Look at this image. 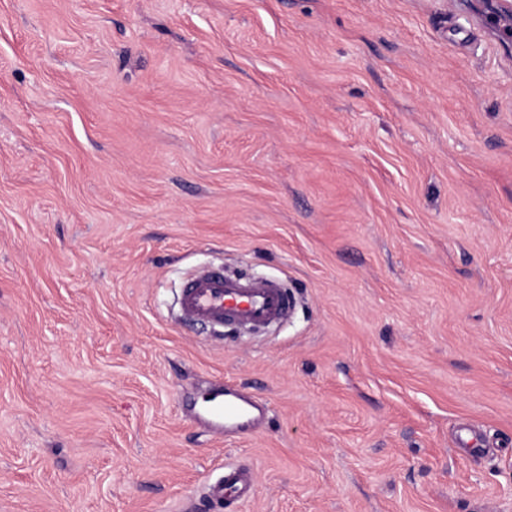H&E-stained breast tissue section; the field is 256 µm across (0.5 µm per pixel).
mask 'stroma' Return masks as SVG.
Masks as SVG:
<instances>
[{
    "instance_id": "1",
    "label": "stroma",
    "mask_w": 512,
    "mask_h": 512,
    "mask_svg": "<svg viewBox=\"0 0 512 512\" xmlns=\"http://www.w3.org/2000/svg\"><path fill=\"white\" fill-rule=\"evenodd\" d=\"M512 0H0V512H512ZM278 279L256 335L196 270ZM264 398L247 436L195 415ZM179 305L184 318L213 329L259 332L281 322L291 300L275 280L219 268L187 280ZM254 494V483L250 469L233 462L224 463V471L215 481L209 483L204 495L223 505L224 509H238Z\"/></svg>"
}]
</instances>
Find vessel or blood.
Here are the masks:
<instances>
[{
  "label": "vessel or blood",
  "mask_w": 512,
  "mask_h": 512,
  "mask_svg": "<svg viewBox=\"0 0 512 512\" xmlns=\"http://www.w3.org/2000/svg\"><path fill=\"white\" fill-rule=\"evenodd\" d=\"M184 318L211 328L259 332L281 322L288 314L291 300L277 281L230 272L224 269L204 271L184 284L179 298ZM210 429L227 425L241 435L252 434L268 417V406L260 404L232 385L207 399L203 409ZM254 494L248 467L225 463L224 471L209 483L204 495L236 512Z\"/></svg>",
  "instance_id": "obj_1"
}]
</instances>
